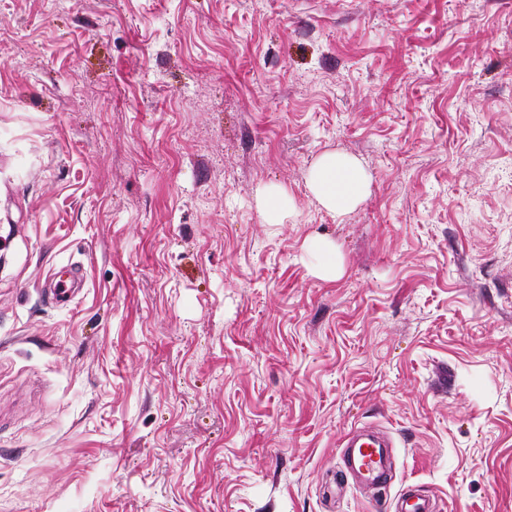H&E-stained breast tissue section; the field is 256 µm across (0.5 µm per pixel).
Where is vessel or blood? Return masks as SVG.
<instances>
[{"instance_id":"vessel-or-blood-1","label":"vessel or blood","mask_w":512,"mask_h":512,"mask_svg":"<svg viewBox=\"0 0 512 512\" xmlns=\"http://www.w3.org/2000/svg\"><path fill=\"white\" fill-rule=\"evenodd\" d=\"M340 446L349 471L361 485L378 491L386 488L389 483V442L376 438L372 428L362 426L346 434ZM393 512H436V501L408 490L395 497Z\"/></svg>"}]
</instances>
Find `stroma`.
I'll use <instances>...</instances> for the list:
<instances>
[{
    "label": "stroma",
    "mask_w": 512,
    "mask_h": 512,
    "mask_svg": "<svg viewBox=\"0 0 512 512\" xmlns=\"http://www.w3.org/2000/svg\"><path fill=\"white\" fill-rule=\"evenodd\" d=\"M1 237L0 512H512V0H0ZM308 184L323 208L343 216L367 198L371 177L355 157L325 152L312 166ZM255 198L257 206L262 212L265 223L280 224L284 222L291 202L286 189H258L256 191ZM339 447L343 448L349 471L361 485L377 491L386 488L390 442L376 438L372 428L362 426L346 434ZM393 512H436V500L411 490L398 494L393 501Z\"/></svg>",
    "instance_id": "stroma-1"
}]
</instances>
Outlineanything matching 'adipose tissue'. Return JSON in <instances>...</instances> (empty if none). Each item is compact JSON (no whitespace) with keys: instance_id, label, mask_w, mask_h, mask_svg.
Wrapping results in <instances>:
<instances>
[{"instance_id":"adipose-tissue-1","label":"adipose tissue","mask_w":512,"mask_h":512,"mask_svg":"<svg viewBox=\"0 0 512 512\" xmlns=\"http://www.w3.org/2000/svg\"><path fill=\"white\" fill-rule=\"evenodd\" d=\"M308 184L323 208L341 216L367 198L371 177L355 157L326 152L312 166Z\"/></svg>"}]
</instances>
